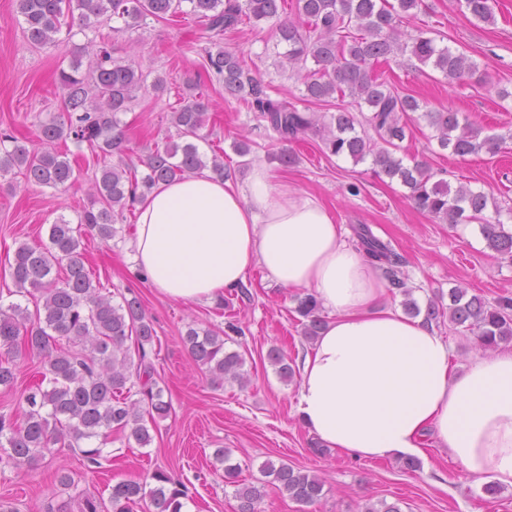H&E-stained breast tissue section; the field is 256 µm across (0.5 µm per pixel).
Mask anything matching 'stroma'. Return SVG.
<instances>
[{"label": "stroma", "instance_id": "stroma-1", "mask_svg": "<svg viewBox=\"0 0 512 512\" xmlns=\"http://www.w3.org/2000/svg\"><path fill=\"white\" fill-rule=\"evenodd\" d=\"M492 9L493 22L484 23L465 15L458 0H424L401 27L407 34L418 28L431 31L438 45L464 52L478 65L482 82H448L432 65L420 64L407 53L379 66V74L427 109L462 112L489 134L512 132V0H493ZM200 29L191 16L151 19L142 27L121 32L105 22L72 37L60 33L58 45L32 48L25 42L15 0H0V129L13 131L22 144H36L40 123L61 110V64L70 61L73 46L86 44L100 33L108 37L115 58L149 75L166 76L171 87L160 96L140 92L130 109L119 115L128 138L124 160L139 166L141 158L174 131L171 112L178 93L186 78L201 70ZM224 46L241 53L249 75L260 79L271 97L316 113L324 121L341 106L337 97L324 102L305 100L296 71L282 58L286 46L280 43L273 22L239 26L225 34ZM504 89L511 92L505 99L500 96ZM201 91L208 104L201 153L210 154L212 145H219L227 174L238 178L247 173L246 160L273 163L290 185L331 209L351 246L360 244L357 227L368 225L402 259L405 286L390 289L392 303L400 305L410 297L423 307L456 286L491 304L500 297H512V258L487 248L478 223L451 224L417 210L400 182L375 176L370 162L357 164L330 154L317 134H307L294 144L299 162L283 167L275 161L283 145L270 136L257 112L225 95L217 79H203ZM238 139L249 143L248 157L233 152L231 145ZM63 148L84 167L79 181L67 191L25 183L19 174L0 176L1 307L34 305L31 297L17 293L9 275L8 260L16 247L47 243L51 224L61 217L77 222L90 201L91 174L102 165V158L71 140ZM401 153L425 157L450 188L467 186L493 197L501 208L512 207V141L495 156L482 151L459 157L440 149L433 129L418 119ZM353 185L358 193H350ZM135 222V215L125 214L109 241L84 237L85 264L113 302L125 296L141 301L156 331L148 349L153 379L170 401L171 412L158 420L147 447L112 432L97 467L87 465L78 449L60 443L45 451L28 471L0 465V500L12 503L17 512H80L84 497L108 498L111 485L145 477L161 467L187 486L184 512H238L234 489L224 483V466L214 458L215 450L223 448L240 465L246 481L260 479L261 464L270 460L318 475L324 482L323 498L311 506L267 486L257 512H361L366 503L382 499L397 504L401 512H481L485 507L491 512H512V487H503L494 497L485 494L482 487L488 476L467 474L447 449L438 446L427 449L413 471L403 469L397 459L360 460L332 449L316 453L315 436L294 413L296 382L282 380L267 358L270 347L277 346L295 366L310 346L296 312L297 290L282 287L256 266L247 276L249 299L229 292L220 307L168 299L148 288L138 275L129 247ZM191 324L223 331L225 350L245 357L244 382L211 384L206 370L182 342ZM43 363L42 356L30 353L13 359L17 380L13 388L0 387V415H21L23 393L39 380ZM63 469L73 474L74 486L60 484Z\"/></svg>", "mask_w": 512, "mask_h": 512}]
</instances>
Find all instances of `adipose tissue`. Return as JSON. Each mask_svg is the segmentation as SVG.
I'll list each match as a JSON object with an SVG mask.
<instances>
[{
    "instance_id": "obj_1",
    "label": "adipose tissue",
    "mask_w": 512,
    "mask_h": 512,
    "mask_svg": "<svg viewBox=\"0 0 512 512\" xmlns=\"http://www.w3.org/2000/svg\"><path fill=\"white\" fill-rule=\"evenodd\" d=\"M136 210L134 261L163 296L219 302L257 265L328 310L299 364L295 406L325 447L388 460L424 455L433 438L468 474L512 486V350L456 369L448 341L390 303L376 265L320 200L257 161L240 182L203 171L159 184Z\"/></svg>"
}]
</instances>
